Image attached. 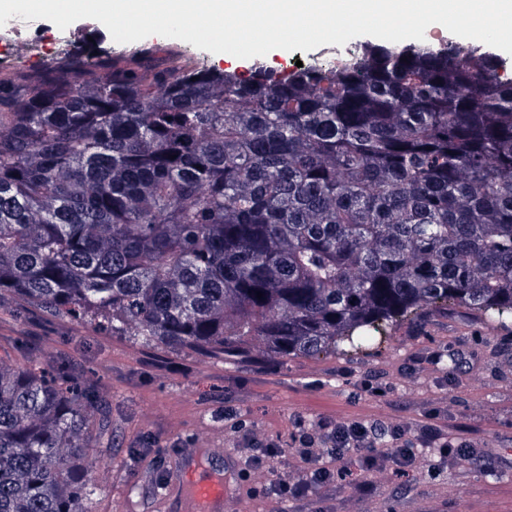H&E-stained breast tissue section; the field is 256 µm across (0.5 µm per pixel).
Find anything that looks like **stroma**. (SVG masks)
Wrapping results in <instances>:
<instances>
[{
	"label": "stroma",
	"mask_w": 512,
	"mask_h": 512,
	"mask_svg": "<svg viewBox=\"0 0 512 512\" xmlns=\"http://www.w3.org/2000/svg\"><path fill=\"white\" fill-rule=\"evenodd\" d=\"M465 353L447 375L427 366L407 377L413 358ZM48 364L57 382L82 389L102 415L97 432V492L91 512H184L174 473L196 467L228 476L248 512H512V321L486 322L465 308L397 325L391 339L366 352L281 361L272 353L225 363L189 349L147 346L108 336L90 324L51 316L17 298L0 301V367ZM448 416L449 439L489 448L493 460L460 458L431 472L402 475L357 463L329 488L292 505L248 496L298 464L280 461L240 478L244 435L288 444L296 421L389 416L409 428L432 410ZM373 487L371 497L355 489ZM409 491L396 493L397 485Z\"/></svg>",
	"instance_id": "obj_1"
}]
</instances>
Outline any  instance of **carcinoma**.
Segmentation results:
<instances>
[{
  "label": "carcinoma",
  "mask_w": 512,
  "mask_h": 512,
  "mask_svg": "<svg viewBox=\"0 0 512 512\" xmlns=\"http://www.w3.org/2000/svg\"><path fill=\"white\" fill-rule=\"evenodd\" d=\"M510 71L452 40L238 71L85 38L0 74V298L226 360L511 318ZM94 405L0 370V512H89Z\"/></svg>",
  "instance_id": "carcinoma-1"
}]
</instances>
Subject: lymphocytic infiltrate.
Listing matches in <instances>:
<instances>
[{"mask_svg":"<svg viewBox=\"0 0 512 512\" xmlns=\"http://www.w3.org/2000/svg\"><path fill=\"white\" fill-rule=\"evenodd\" d=\"M291 448L276 442L247 438L246 467L260 466L284 457L299 462V477H283L269 487L251 489V496L272 494L288 502L306 500L313 487L324 486L342 476L352 457L365 467L393 465L397 472L416 470L428 457L447 459L454 447L448 441V425L437 421L422 425L415 439L404 428L380 419L342 421L323 417L312 426L298 425Z\"/></svg>","mask_w":512,"mask_h":512,"instance_id":"obj_1","label":"lymphocytic infiltrate"}]
</instances>
